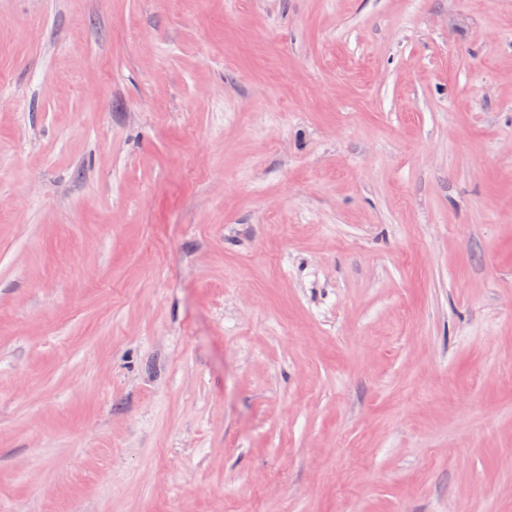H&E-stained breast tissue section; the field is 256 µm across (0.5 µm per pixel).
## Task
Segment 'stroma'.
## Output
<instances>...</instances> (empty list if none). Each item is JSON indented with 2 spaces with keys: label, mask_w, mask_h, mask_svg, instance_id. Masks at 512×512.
Instances as JSON below:
<instances>
[{
  "label": "stroma",
  "mask_w": 512,
  "mask_h": 512,
  "mask_svg": "<svg viewBox=\"0 0 512 512\" xmlns=\"http://www.w3.org/2000/svg\"><path fill=\"white\" fill-rule=\"evenodd\" d=\"M0 512H512V0H0Z\"/></svg>",
  "instance_id": "1"
}]
</instances>
